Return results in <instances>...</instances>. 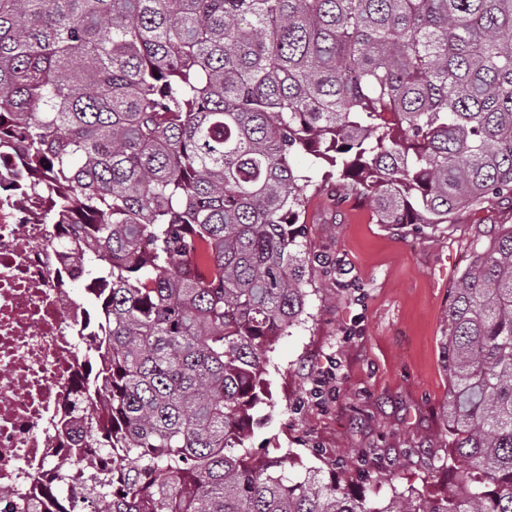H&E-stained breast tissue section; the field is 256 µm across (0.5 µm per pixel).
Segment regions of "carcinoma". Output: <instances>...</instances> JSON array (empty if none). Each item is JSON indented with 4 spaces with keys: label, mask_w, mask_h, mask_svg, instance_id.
Segmentation results:
<instances>
[{
    "label": "carcinoma",
    "mask_w": 512,
    "mask_h": 512,
    "mask_svg": "<svg viewBox=\"0 0 512 512\" xmlns=\"http://www.w3.org/2000/svg\"><path fill=\"white\" fill-rule=\"evenodd\" d=\"M0 145L96 309L71 512H512V225L445 311L451 487L377 500L249 446L307 322L312 176L379 224L512 197V0H0Z\"/></svg>",
    "instance_id": "1"
}]
</instances>
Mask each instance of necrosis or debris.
I'll return each instance as SVG.
<instances>
[{
  "label": "necrosis or debris",
  "instance_id": "1",
  "mask_svg": "<svg viewBox=\"0 0 512 512\" xmlns=\"http://www.w3.org/2000/svg\"><path fill=\"white\" fill-rule=\"evenodd\" d=\"M22 183L15 164H0V512L39 497L72 456L60 429L88 372L79 340L93 317L64 288L77 272L54 258L55 227Z\"/></svg>",
  "mask_w": 512,
  "mask_h": 512
}]
</instances>
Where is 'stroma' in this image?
<instances>
[{
    "label": "stroma",
    "instance_id": "stroma-1",
    "mask_svg": "<svg viewBox=\"0 0 512 512\" xmlns=\"http://www.w3.org/2000/svg\"><path fill=\"white\" fill-rule=\"evenodd\" d=\"M310 252L336 268L310 272V319L271 354V421L252 448L307 466L338 462L342 478L386 498L442 487L448 451L439 418L448 379L440 336L450 291L473 253L512 225V199L458 211L449 223L380 224L353 191L309 188Z\"/></svg>",
    "mask_w": 512,
    "mask_h": 512
}]
</instances>
